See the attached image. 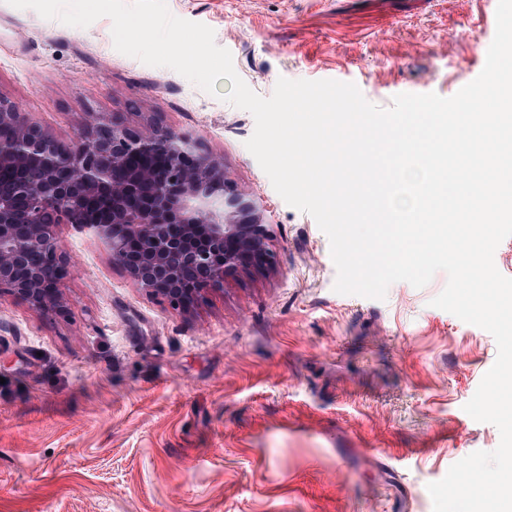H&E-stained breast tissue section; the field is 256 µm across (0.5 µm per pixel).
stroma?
<instances>
[{
	"label": "stroma",
	"instance_id": "35a3bbf8",
	"mask_svg": "<svg viewBox=\"0 0 512 512\" xmlns=\"http://www.w3.org/2000/svg\"><path fill=\"white\" fill-rule=\"evenodd\" d=\"M498 0H166L238 75L355 83L370 103L453 96L482 71ZM85 28L0 0V98L63 143L89 114L154 118L202 142L261 208L275 263L189 310L149 296L91 230L57 234L63 310L0 296V512H433L450 466L495 450L465 404L497 357L431 301L335 292L330 243L245 146L253 116Z\"/></svg>",
	"mask_w": 512,
	"mask_h": 512
}]
</instances>
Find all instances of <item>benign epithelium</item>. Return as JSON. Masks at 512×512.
I'll return each mask as SVG.
<instances>
[{"label":"benign epithelium","instance_id":"obj_1","mask_svg":"<svg viewBox=\"0 0 512 512\" xmlns=\"http://www.w3.org/2000/svg\"><path fill=\"white\" fill-rule=\"evenodd\" d=\"M0 296L60 307L71 273L56 227H88L150 296L188 308L250 269L273 265L256 204L198 141L153 122H85L64 145L0 98ZM25 197L20 211L14 196Z\"/></svg>","mask_w":512,"mask_h":512}]
</instances>
